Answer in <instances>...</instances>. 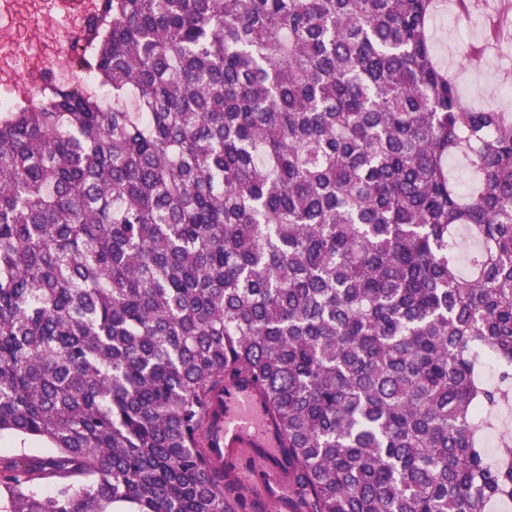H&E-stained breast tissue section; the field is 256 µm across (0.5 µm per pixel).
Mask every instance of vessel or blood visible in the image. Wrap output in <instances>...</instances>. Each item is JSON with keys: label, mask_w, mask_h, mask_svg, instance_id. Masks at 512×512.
I'll return each instance as SVG.
<instances>
[{"label": "vessel or blood", "mask_w": 512, "mask_h": 512, "mask_svg": "<svg viewBox=\"0 0 512 512\" xmlns=\"http://www.w3.org/2000/svg\"><path fill=\"white\" fill-rule=\"evenodd\" d=\"M58 17L88 19L101 14L103 0H58ZM211 426L205 446L214 461L240 460L258 453L267 456L269 463L259 490L270 495H283L286 490L284 474L275 459L282 441L281 431L267 413L261 391L235 379L224 382L223 390L211 395Z\"/></svg>", "instance_id": "1"}]
</instances>
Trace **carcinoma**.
Returning <instances> with one entry per match:
<instances>
[{"label":"carcinoma","mask_w":512,"mask_h":512,"mask_svg":"<svg viewBox=\"0 0 512 512\" xmlns=\"http://www.w3.org/2000/svg\"><path fill=\"white\" fill-rule=\"evenodd\" d=\"M106 2L79 67L112 106L0 113V434L54 449L0 512H237L204 445L228 372L308 512L512 502V112L461 104L444 0ZM503 2L452 0L474 67Z\"/></svg>","instance_id":"1"}]
</instances>
